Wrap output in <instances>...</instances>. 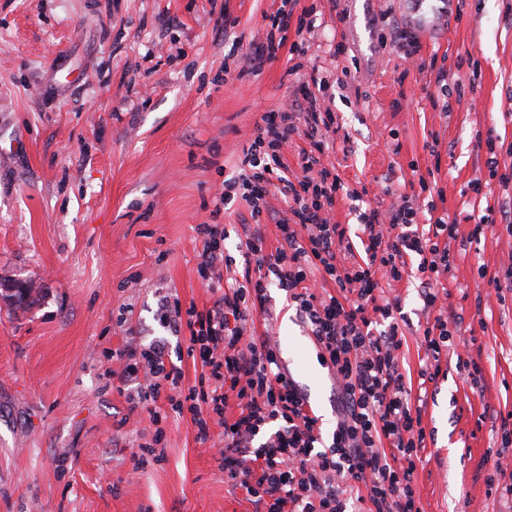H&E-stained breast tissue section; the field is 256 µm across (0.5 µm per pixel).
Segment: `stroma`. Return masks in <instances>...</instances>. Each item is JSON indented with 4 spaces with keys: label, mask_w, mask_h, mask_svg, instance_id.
<instances>
[{
    "label": "stroma",
    "mask_w": 512,
    "mask_h": 512,
    "mask_svg": "<svg viewBox=\"0 0 512 512\" xmlns=\"http://www.w3.org/2000/svg\"><path fill=\"white\" fill-rule=\"evenodd\" d=\"M0 0V283L29 281L27 305L0 299V512H262L228 477L224 428L202 442L190 416L170 415L164 456L137 467L155 428L111 376L112 355L166 343L183 386L200 362L164 328L161 296L204 312L223 293L198 272L199 224L224 225L226 279L241 278L252 223L238 198L217 207L225 180L267 112L302 118L305 85L334 113L323 161L359 200L340 197L332 222L361 233L366 207L422 193L418 223L458 224L439 291L452 336L441 373L421 384V344L435 310L421 281H381L378 300L404 313L401 370L429 434L416 461L423 512H512L501 415L512 412V294L487 303L490 278L512 267V0ZM421 45L417 59L400 32ZM280 39L276 57L253 43ZM356 79L340 84L343 70ZM498 147L488 153V134ZM429 192H421L420 177ZM482 181L485 197L469 190ZM493 207L480 242L473 225ZM246 329L268 340L319 417L336 428L338 387L286 291L270 286ZM479 362L480 384L458 367Z\"/></svg>",
    "instance_id": "35a3bbf8"
}]
</instances>
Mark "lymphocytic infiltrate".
I'll return each instance as SVG.
<instances>
[{
  "mask_svg": "<svg viewBox=\"0 0 512 512\" xmlns=\"http://www.w3.org/2000/svg\"><path fill=\"white\" fill-rule=\"evenodd\" d=\"M262 120L239 175L224 192L239 194L256 218L263 212L271 181H279L291 214L279 227L280 248L269 255L262 234L248 238L241 280L229 283L206 312L181 308L167 297L158 308L164 326L188 329L187 354L207 368L206 385L183 386L180 367L169 361L161 343L130 346L119 353L116 377L122 383L139 376L146 380L139 403L167 400L168 412L151 411L153 424H162L172 413L191 415L204 442L211 422L223 423L225 458L243 459L228 475L264 512H347L346 491L335 482L339 475L357 482L360 499L371 504L372 512H422L414 472L427 433L420 410L408 401L400 368L401 303L378 302L375 291L380 280H402L406 258L414 253L425 284L422 300L425 307H435L439 278L454 263L444 242L455 238L456 225L439 216L420 228V206L413 196L403 197L387 211L366 209L358 215L366 236L365 256L344 264V256L352 252L348 230L330 220L344 184L322 161L324 134L332 130L334 114L305 113L300 127L275 112L264 113ZM299 132L311 148L301 154V176L291 179L284 172L281 152ZM196 232L203 240L201 277L221 281L227 262L224 225L200 224ZM314 270L334 282L337 294L315 291L309 282ZM274 283L288 291L322 363L336 377L339 417L325 447L320 444L319 418L276 348L247 334L248 316L264 309ZM448 336L443 316H435L424 328L421 344L427 361L418 372L420 379L438 377ZM232 399L239 413L230 419L226 410ZM273 422L278 430L262 445H254V438Z\"/></svg>",
  "mask_w": 512,
  "mask_h": 512,
  "instance_id": "f902f5d3",
  "label": "lymphocytic infiltrate"
}]
</instances>
